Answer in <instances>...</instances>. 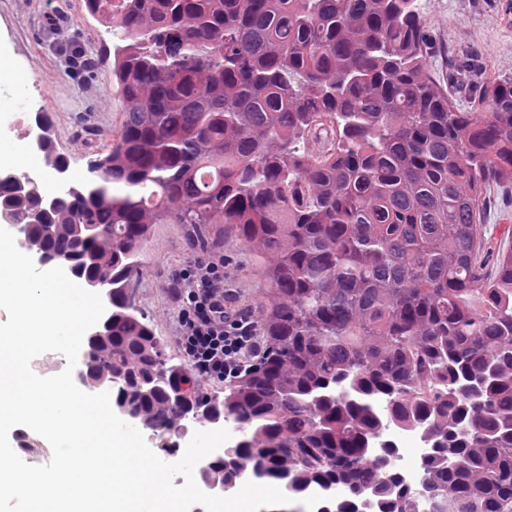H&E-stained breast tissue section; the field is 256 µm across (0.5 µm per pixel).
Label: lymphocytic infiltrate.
Masks as SVG:
<instances>
[{"label": "lymphocytic infiltrate", "instance_id": "1", "mask_svg": "<svg viewBox=\"0 0 512 512\" xmlns=\"http://www.w3.org/2000/svg\"><path fill=\"white\" fill-rule=\"evenodd\" d=\"M172 294L179 343L193 369L210 380L236 376L254 346L255 324L225 310L223 261L200 258L178 270Z\"/></svg>", "mask_w": 512, "mask_h": 512}]
</instances>
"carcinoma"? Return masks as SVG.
I'll return each instance as SVG.
<instances>
[{"label": "carcinoma", "mask_w": 512, "mask_h": 512, "mask_svg": "<svg viewBox=\"0 0 512 512\" xmlns=\"http://www.w3.org/2000/svg\"><path fill=\"white\" fill-rule=\"evenodd\" d=\"M116 37L123 122L79 182L47 118L38 150L66 191L25 196L24 236L112 293L87 368L118 380L137 423L231 421L220 486L241 459L330 512H416L371 443L419 422L448 451L425 466L436 512H512V78L443 84L416 0H86ZM0 167V202L14 195ZM261 258L259 349L205 393L170 363L128 287L150 227Z\"/></svg>", "instance_id": "1"}]
</instances>
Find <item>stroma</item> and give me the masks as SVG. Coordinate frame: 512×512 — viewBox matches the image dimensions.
Here are the masks:
<instances>
[{
    "label": "stroma",
    "mask_w": 512,
    "mask_h": 512,
    "mask_svg": "<svg viewBox=\"0 0 512 512\" xmlns=\"http://www.w3.org/2000/svg\"><path fill=\"white\" fill-rule=\"evenodd\" d=\"M422 21L437 50L430 71L447 80L450 66H467L512 77V0H418ZM110 39L88 12L85 0H0V50L7 54L9 87L0 89V152H11L19 168L45 170L42 155L23 136L20 116L46 113L58 151L74 177L122 123L119 93L107 72L112 65L103 45ZM78 49L95 60L94 68L73 70L66 54ZM23 98L25 108L16 107ZM185 227L152 225L135 290V303L175 361L184 354L178 339L177 313L170 298L173 272L193 258ZM234 293L259 299V259L238 241H225L220 252Z\"/></svg>",
    "instance_id": "obj_1"
}]
</instances>
